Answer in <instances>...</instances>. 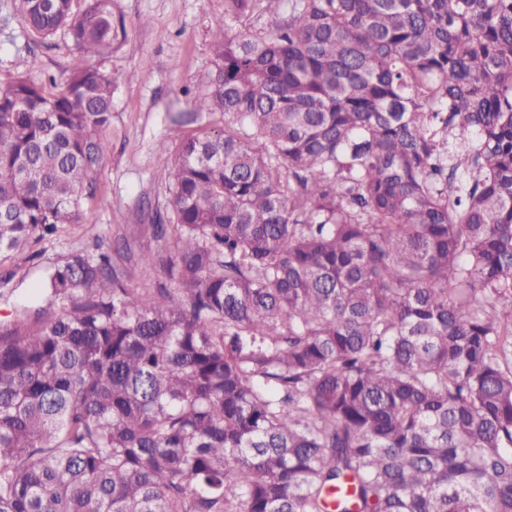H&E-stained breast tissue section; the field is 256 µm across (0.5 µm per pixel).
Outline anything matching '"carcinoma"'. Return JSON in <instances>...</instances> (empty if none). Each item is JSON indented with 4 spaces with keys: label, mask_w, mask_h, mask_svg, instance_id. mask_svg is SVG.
I'll list each match as a JSON object with an SVG mask.
<instances>
[{
    "label": "carcinoma",
    "mask_w": 512,
    "mask_h": 512,
    "mask_svg": "<svg viewBox=\"0 0 512 512\" xmlns=\"http://www.w3.org/2000/svg\"><path fill=\"white\" fill-rule=\"evenodd\" d=\"M0 264L109 152L112 0H6ZM266 13L263 26L249 22ZM131 288L75 249L0 323V512H512V0H224ZM0 0V83L9 82L18 69L20 60H27L29 74L38 79L44 73L54 74L60 79L66 74L73 59V43L63 34L50 40L48 46L28 42L17 21L6 19L7 11Z\"/></svg>",
    "instance_id": "carcinoma-1"
}]
</instances>
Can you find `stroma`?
<instances>
[{
	"label": "stroma",
	"mask_w": 512,
	"mask_h": 512,
	"mask_svg": "<svg viewBox=\"0 0 512 512\" xmlns=\"http://www.w3.org/2000/svg\"><path fill=\"white\" fill-rule=\"evenodd\" d=\"M125 36L100 59L111 72L112 124L104 136L110 151L94 175L97 191L80 223L63 225L35 252H21L0 266V321L27 306L47 273L75 248L100 242L116 260L126 252L146 253L157 245L151 226L169 213L166 174L172 150L200 127L217 124L201 114L192 124L174 123L185 109L186 90L195 89L212 69V30L224 19V0H112ZM75 48L64 35L50 44L27 41L0 5V83L9 82L20 60L32 78L63 77Z\"/></svg>",
	"instance_id": "35a3bbf8"
}]
</instances>
